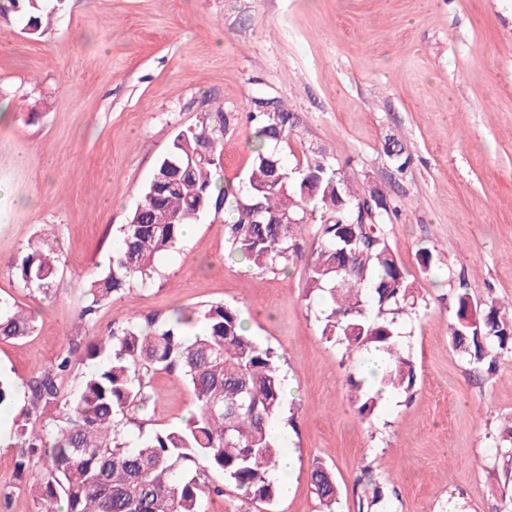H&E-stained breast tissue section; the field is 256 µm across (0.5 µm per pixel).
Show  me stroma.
I'll return each instance as SVG.
<instances>
[{"label":"stroma","instance_id":"35a3bbf8","mask_svg":"<svg viewBox=\"0 0 512 512\" xmlns=\"http://www.w3.org/2000/svg\"><path fill=\"white\" fill-rule=\"evenodd\" d=\"M43 35L0 23V302L34 319L0 341V372L26 384L72 341L110 335L129 317L165 319L237 307L257 341L296 385L275 426L292 456L288 496L252 501L233 486L202 512H320L311 470L331 467L340 512H360L357 479L376 464L385 512H502L512 473L493 455L512 420V355L476 375L452 349V296L466 284L479 303L512 301V0H44ZM284 106L295 127L279 146L288 167L325 155L399 212L387 241L419 294L403 347L416 373L367 418L349 378L368 373L363 351L343 354L321 334L306 294L317 227L296 238L286 268L260 271L231 256L224 216L204 214L193 236L162 257L159 274L94 319L78 312L86 281L112 257L121 224L177 133L230 117L217 176L241 185L253 100ZM410 159L398 172L386 143ZM50 236L60 257L53 291L22 287L14 265ZM436 250L423 271L419 249ZM152 402L130 437L182 423L192 408L183 380L149 378ZM0 446V512H38L16 462Z\"/></svg>","mask_w":512,"mask_h":512}]
</instances>
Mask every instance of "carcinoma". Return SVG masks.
<instances>
[{"mask_svg":"<svg viewBox=\"0 0 512 512\" xmlns=\"http://www.w3.org/2000/svg\"><path fill=\"white\" fill-rule=\"evenodd\" d=\"M44 13L42 0H0V19L25 17L31 35L44 33ZM262 106L256 99L249 111L257 124L256 144L238 188L220 185L215 176L228 117L179 131L121 225L112 265L90 277L79 318L90 320L126 290L152 281L158 259L179 242L184 226L208 211L219 212L231 198L227 242L258 270L286 263L295 237L314 223L318 247L308 266L307 290L321 304L322 335L346 351L367 347L381 355L379 388L349 378L352 400L366 418L384 390L407 393L415 382L401 328L418 297L384 230L396 207L382 193L375 223H356L357 205L375 192L354 189L322 156L307 160L301 173L288 168L272 144L288 139L290 113L280 107L264 112ZM308 174L316 185L313 195L302 190ZM254 203L261 204L260 212L248 208ZM286 213L296 223H274ZM58 264L43 237L29 244L14 270L24 288L48 295ZM203 319V332L190 335L193 317L184 312L160 322L128 318L110 336L87 344L83 358L96 365L81 376L74 394L66 392L65 381L76 343L31 379V409L15 421L10 440L19 448L17 468L39 512H201L204 496L224 495V486L211 480L213 473L250 500L275 502L279 487L272 473L280 448L272 428L285 403L278 356L249 334L232 305L212 303ZM32 330L30 316L0 305V340L20 339ZM450 343L479 373L489 374L503 355L512 354V321L500 318L495 303H472L463 286L455 295ZM159 370L185 380L194 410L184 424L156 430L132 446L124 428L151 403L146 378ZM34 410L50 412L38 428L29 426ZM494 457L512 465V427L497 441ZM360 482L362 507L380 512L384 494L371 465L363 467ZM310 485L327 512H334L333 471L316 466Z\"/></svg>","mask_w":512,"mask_h":512,"instance_id":"1","label":"carcinoma"}]
</instances>
